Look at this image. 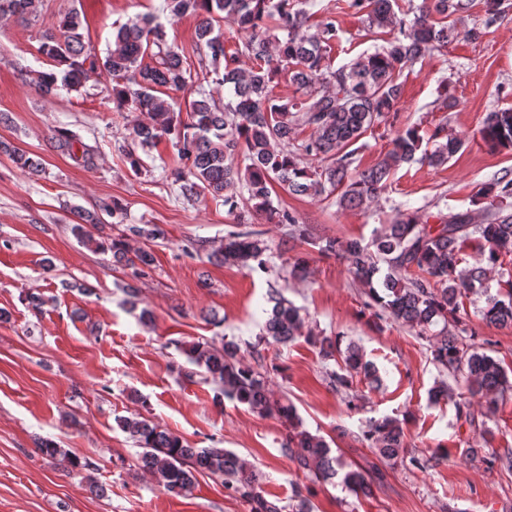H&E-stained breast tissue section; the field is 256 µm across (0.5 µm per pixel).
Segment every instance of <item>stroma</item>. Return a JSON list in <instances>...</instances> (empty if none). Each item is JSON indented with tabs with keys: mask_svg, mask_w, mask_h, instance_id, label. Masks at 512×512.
Segmentation results:
<instances>
[{
	"mask_svg": "<svg viewBox=\"0 0 512 512\" xmlns=\"http://www.w3.org/2000/svg\"><path fill=\"white\" fill-rule=\"evenodd\" d=\"M160 4L41 0L36 18L0 19V112L12 118L11 125H0V141L44 164L41 175L31 176L0 153V309L8 314L0 320V512H248L220 477L206 472L198 474L191 496L166 494L140 469L138 446L116 424L117 417L134 413L191 447L235 452L283 504L301 487L310 490L315 512H512V473L488 469L469 455L473 448H512V398L492 413L485 400H473L471 425L457 421L452 403H430L428 392L443 374L427 342L368 309V290L343 257L307 246L310 275L292 279L282 255L287 225L248 222L269 245L263 271L194 253L193 244H219L238 225L211 197L186 202L175 195L163 177L164 170L180 165L168 140L144 155L141 174L129 170L123 153L133 146L129 130L137 115L113 112L105 92L109 77L52 97L30 85L27 71L50 67L39 51L40 37L56 26L60 13L74 9L84 15L85 42L101 53L115 27L156 12ZM317 5L332 9L341 30L325 56L330 69L373 51L362 15L345 0H317ZM461 26L480 28L482 34L405 66L398 111L366 133L353 157L358 169L375 165L397 132L414 125L425 137L440 127L463 138V148L447 164L402 165L366 210L340 209L330 196L284 192L278 195L280 205L316 235L366 243L402 205L426 214L437 208L467 211L483 222L488 203L475 201L479 185L512 174V149H490L479 134L486 112L512 105V8L490 23L482 6H474ZM57 127L74 130L94 147L93 169L51 148L50 131ZM104 199L120 201L129 223L166 230L165 239L150 245L155 262L145 275L134 277L111 253L92 251L74 236V209L93 211ZM130 286L138 289L152 323L141 322L127 304ZM273 288L300 308L315 335L364 347L381 384L357 383L367 395L363 407L348 408L326 376L335 360L322 358L305 339L284 347L259 344ZM30 293L48 296L42 312L29 307ZM484 305L481 294L463 299L462 320L512 370V328L483 323ZM212 313L223 318V327L208 323ZM221 336L243 346L259 344L260 356H246V363L261 364L274 390L295 405L304 427L335 438L355 465L376 460L357 441L369 421L405 414L410 448L441 447L447 459L423 471L384 466V484L369 499L306 478L281 452L284 424L229 399L215 402L216 384L180 350ZM43 440L91 462L92 472H64L39 452Z\"/></svg>",
	"mask_w": 512,
	"mask_h": 512,
	"instance_id": "stroma-1",
	"label": "stroma"
}]
</instances>
